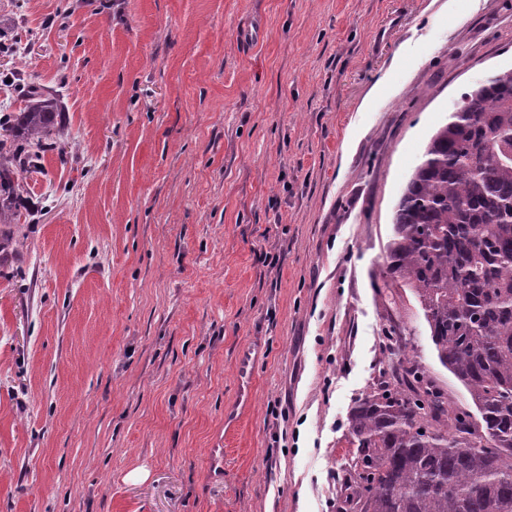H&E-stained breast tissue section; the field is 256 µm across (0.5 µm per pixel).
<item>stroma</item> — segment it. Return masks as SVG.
I'll list each match as a JSON object with an SVG mask.
<instances>
[{
    "label": "stroma",
    "mask_w": 512,
    "mask_h": 512,
    "mask_svg": "<svg viewBox=\"0 0 512 512\" xmlns=\"http://www.w3.org/2000/svg\"><path fill=\"white\" fill-rule=\"evenodd\" d=\"M511 66L512 0H0V76L68 144L0 253V512H338L393 321L469 407L382 272L429 136ZM255 368V358L250 349L242 350L237 360L239 404L247 407L252 399L251 379Z\"/></svg>",
    "instance_id": "35a3bbf8"
}]
</instances>
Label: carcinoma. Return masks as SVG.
Wrapping results in <instances>:
<instances>
[{
  "instance_id": "carcinoma-1",
  "label": "carcinoma",
  "mask_w": 512,
  "mask_h": 512,
  "mask_svg": "<svg viewBox=\"0 0 512 512\" xmlns=\"http://www.w3.org/2000/svg\"><path fill=\"white\" fill-rule=\"evenodd\" d=\"M57 109L27 84L0 116V224H19L21 176L57 148ZM387 285L410 292L440 363L472 408L448 406L400 327L377 388L348 418L339 512H512V68L464 92L396 206Z\"/></svg>"
}]
</instances>
